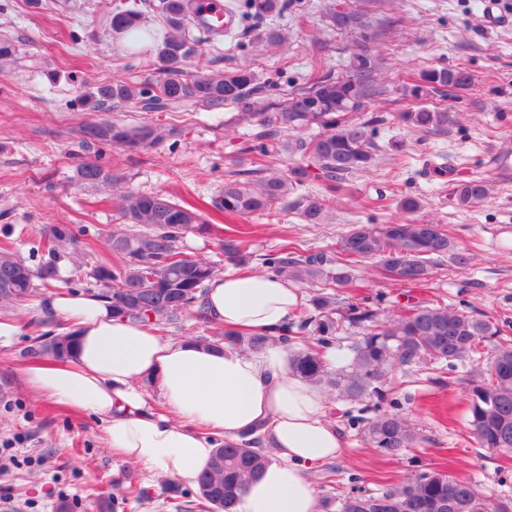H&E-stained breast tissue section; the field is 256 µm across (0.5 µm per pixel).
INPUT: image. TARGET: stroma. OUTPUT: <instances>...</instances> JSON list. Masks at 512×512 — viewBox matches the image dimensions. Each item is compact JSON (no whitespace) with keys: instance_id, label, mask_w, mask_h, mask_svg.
<instances>
[{"instance_id":"1","label":"stroma","mask_w":512,"mask_h":512,"mask_svg":"<svg viewBox=\"0 0 512 512\" xmlns=\"http://www.w3.org/2000/svg\"><path fill=\"white\" fill-rule=\"evenodd\" d=\"M131 2L40 0L33 8L28 0H0V38L17 45L15 59L0 63V242L14 243L17 256L36 268L46 257L19 241L20 228L40 236L64 224L73 236L57 249V280L30 301L0 309L1 320L21 324L10 343L0 344V449L13 456L0 473V512H113V501L131 485L146 497L126 501L120 512H168L165 503L177 483L115 460L102 440L101 417L37 396L24 376L26 347L34 337L62 327L49 315L48 299L60 292L93 291L89 273L109 259L104 238L123 221L111 186L80 185L74 174L77 164L91 157L81 147V127L94 118L79 97L103 82L138 87L160 79L153 66L154 39L164 31L157 13L143 9L141 24L154 39L136 49L110 28L112 12ZM287 3L286 10L264 20H236L234 30L218 38L194 30L202 53L191 58L190 72L222 74L247 66L260 82L276 85L280 100L306 86L313 61H321L323 72L344 74L353 38L330 26L332 0ZM350 4L367 10L380 34L378 79L386 92L364 107L365 113L386 118L375 137L376 161L367 171L345 177L336 191L313 177L289 195L287 207L243 217L256 255L249 270H260L259 255L284 244L302 254L337 258L340 239L352 225L404 219L399 204L411 196L421 204L418 218L442 224L457 247L473 253L472 263L461 269L441 257L426 282L404 285L370 262L356 268L355 287L337 289L340 304L380 294L385 320L408 306L430 303L512 323V25L484 28V0ZM266 28L282 32L285 42L253 47L258 31ZM441 67L466 69L470 88L445 97H409L420 73ZM416 108L457 113L458 123L445 135L418 132L397 118ZM233 113L230 106L192 103L167 112L112 110L105 120L151 123L167 135L136 154L102 146L101 162L122 176L125 187L166 194L193 205L208 223H223L213 202L225 180L249 181L257 170L243 153L252 128L230 124ZM500 154L504 164H492ZM471 176L487 179L490 195L480 204L459 206L453 182ZM309 197L323 202V223H305L301 205ZM388 388L413 423L417 445L394 455L372 448L342 416L358 411V403L329 396L327 417L343 439L344 452L310 475L320 512H337L336 500L349 492L353 474L362 489L375 492L412 474L439 470L474 481L485 495L512 497V452L478 446L459 374L433 363L395 371Z\"/></svg>"}]
</instances>
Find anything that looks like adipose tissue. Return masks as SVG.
<instances>
[{"label": "adipose tissue", "mask_w": 512, "mask_h": 512, "mask_svg": "<svg viewBox=\"0 0 512 512\" xmlns=\"http://www.w3.org/2000/svg\"><path fill=\"white\" fill-rule=\"evenodd\" d=\"M302 302L288 280L260 273L215 276L204 297L214 324L269 336ZM48 306L75 351L65 361L29 365L27 382L40 396L102 417L105 444L122 461L192 485L211 460L214 438L260 436L273 458L236 512H319L309 473L341 454L342 439L324 393L292 369L286 347L246 353L166 341L150 326L113 315L111 301L97 293L61 294ZM148 378L167 413L152 410L142 387Z\"/></svg>", "instance_id": "ef3b65f1"}]
</instances>
